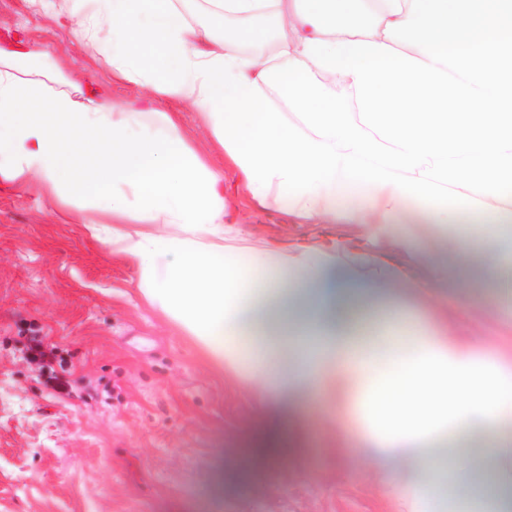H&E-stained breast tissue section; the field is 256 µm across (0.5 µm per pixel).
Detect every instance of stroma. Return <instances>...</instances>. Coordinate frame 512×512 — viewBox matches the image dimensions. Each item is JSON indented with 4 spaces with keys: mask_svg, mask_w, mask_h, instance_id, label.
<instances>
[{
    "mask_svg": "<svg viewBox=\"0 0 512 512\" xmlns=\"http://www.w3.org/2000/svg\"><path fill=\"white\" fill-rule=\"evenodd\" d=\"M78 30L29 0H0V43L47 49L59 75L110 89L91 55H77ZM229 200L240 245L387 248L421 234L433 262L399 256L406 278L426 273L430 292L403 289L405 321L439 320L479 348L512 356V306L480 310L491 273L457 255L459 227L417 215L380 223L344 198L354 223L296 224L252 207L240 184ZM57 348L69 381L57 393L30 363L32 330ZM336 380L264 407L241 372L220 367L150 307L123 258L56 219L38 185L0 191V512H400L374 464L346 448L336 423L350 409Z\"/></svg>",
    "mask_w": 512,
    "mask_h": 512,
    "instance_id": "obj_1",
    "label": "stroma"
}]
</instances>
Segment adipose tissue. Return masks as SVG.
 <instances>
[{
	"instance_id": "obj_1",
	"label": "adipose tissue",
	"mask_w": 512,
	"mask_h": 512,
	"mask_svg": "<svg viewBox=\"0 0 512 512\" xmlns=\"http://www.w3.org/2000/svg\"><path fill=\"white\" fill-rule=\"evenodd\" d=\"M97 65L144 98L54 77L50 52L0 46V184L38 182L85 236L125 258L143 299L217 362L287 330L299 354L247 380L264 401L353 384L341 427L410 512H512V358L433 323L380 356L350 346L356 313L404 304L384 252H346L365 293L327 304L336 251L229 245L233 173L258 208L297 223L343 195L384 217H465L461 258L512 250V0H54ZM198 112L224 154L185 135ZM173 109L180 112L183 129L196 149L212 164L222 165L224 163V157L215 147L214 141L199 114L178 106H173Z\"/></svg>"
}]
</instances>
